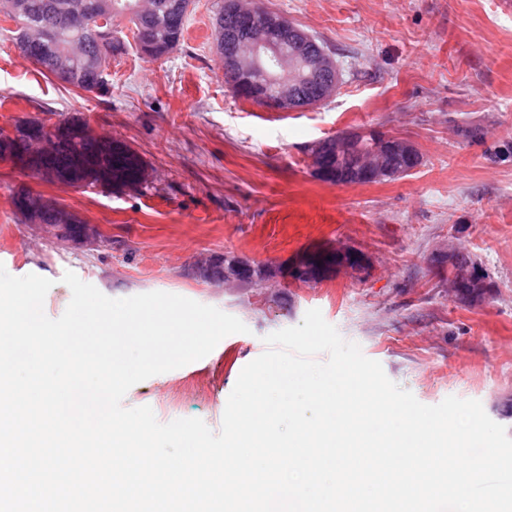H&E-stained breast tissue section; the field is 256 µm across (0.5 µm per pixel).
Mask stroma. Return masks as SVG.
Here are the masks:
<instances>
[{
  "instance_id": "obj_1",
  "label": "stroma",
  "mask_w": 512,
  "mask_h": 512,
  "mask_svg": "<svg viewBox=\"0 0 512 512\" xmlns=\"http://www.w3.org/2000/svg\"><path fill=\"white\" fill-rule=\"evenodd\" d=\"M325 46L342 84L324 104L278 112L233 95L211 37L217 0H193L184 40L152 61L116 57L104 97L58 82L17 55L0 29V128L82 113L126 141L151 177L122 192L62 188L0 163V264L52 280L44 312L59 318L66 272L111 298L180 295L240 319L206 357L132 386L127 408L166 424L202 419L219 431L241 370L265 336L319 309L341 337L381 363L423 404L480 401L512 437V12L501 0H258ZM481 127L471 141L460 126ZM378 128L412 142L420 166L397 179L331 185L309 150L339 133ZM57 199L101 236L61 242L23 223L14 188ZM348 246L363 272L317 282L276 277L264 288L206 280L195 268L232 253L287 267ZM470 252L488 290L459 301L440 258Z\"/></svg>"
}]
</instances>
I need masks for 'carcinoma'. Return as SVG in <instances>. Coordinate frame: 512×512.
I'll use <instances>...</instances> for the list:
<instances>
[{
  "instance_id": "cac0c4a2",
  "label": "carcinoma",
  "mask_w": 512,
  "mask_h": 512,
  "mask_svg": "<svg viewBox=\"0 0 512 512\" xmlns=\"http://www.w3.org/2000/svg\"><path fill=\"white\" fill-rule=\"evenodd\" d=\"M16 0H0V18L15 23V34L27 30L29 37L41 39L42 29L53 30V43L40 53L36 64L47 73L54 74L51 67L52 57H63L70 61L74 69V88L85 92H94L100 96L110 93L111 83L107 79L110 60L128 49L130 42L121 36L115 21L126 18L132 24V38H138L141 31L152 26V16L137 9L140 0H83L88 13L74 23L66 17L51 16L37 5L43 0H29L32 5L26 13L15 9ZM151 4L176 3L178 7L169 14L165 27L156 32L160 42L184 40L186 22L183 16L188 14L191 0H149ZM65 131L56 137L51 149L46 152L33 151L32 166L52 170L68 184L82 182L87 175L99 168L112 170L109 181L114 190H134L147 181V165L142 157L125 141L113 137H90L84 133L86 120L78 113L58 120ZM312 165L319 166L325 174L323 181L339 182L343 185L368 184L371 179L362 172L357 158L336 157V148L332 139H326L310 149ZM465 263H450L449 279L454 292L468 289L469 279L465 276ZM232 275L250 288H264L276 277L272 266L250 265L234 258L219 257L211 267L210 276L220 280Z\"/></svg>"
}]
</instances>
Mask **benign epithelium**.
Here are the masks:
<instances>
[{
    "label": "benign epithelium",
    "instance_id": "obj_1",
    "mask_svg": "<svg viewBox=\"0 0 512 512\" xmlns=\"http://www.w3.org/2000/svg\"><path fill=\"white\" fill-rule=\"evenodd\" d=\"M45 8L79 15L83 5L77 0H54ZM224 16L236 20V30L224 29V43L216 47L224 56V72L233 93L238 95L247 89L264 106L281 112L312 108L336 94L341 84L340 71L333 61L315 50L307 33L283 20H274L255 0H232ZM177 46L174 41L160 45L147 38L140 43V51L145 56L162 58ZM61 131L62 127L47 126L38 118L18 121L8 129L7 140L17 147L12 166L31 171L29 156L22 146L34 141L47 149ZM366 134L373 138L375 153H400L408 149L406 142L379 129L369 134L352 131L336 138V156H344L358 137ZM34 200L40 210L58 214V229L74 217L53 198L29 193L27 203ZM350 253L351 248L340 246L306 253L288 266L289 274L295 277L308 269L310 261L317 260L329 276L347 266L344 257Z\"/></svg>",
    "mask_w": 512,
    "mask_h": 512
}]
</instances>
